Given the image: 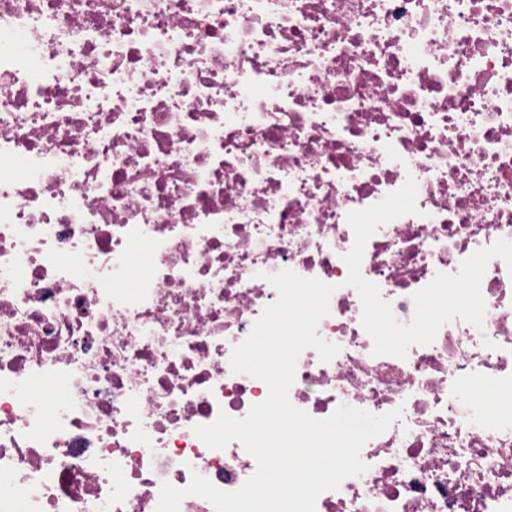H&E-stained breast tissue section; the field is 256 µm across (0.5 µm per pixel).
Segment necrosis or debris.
<instances>
[{"label":"necrosis or debris","mask_w":512,"mask_h":512,"mask_svg":"<svg viewBox=\"0 0 512 512\" xmlns=\"http://www.w3.org/2000/svg\"><path fill=\"white\" fill-rule=\"evenodd\" d=\"M410 176L361 265L404 323L512 240V0H0V512L240 488L255 459L194 429L266 399L230 357L284 269L335 285L340 348L300 354L292 405L402 412L316 512H512V271L403 359L345 284L348 213Z\"/></svg>","instance_id":"necrosis-or-debris-1"}]
</instances>
